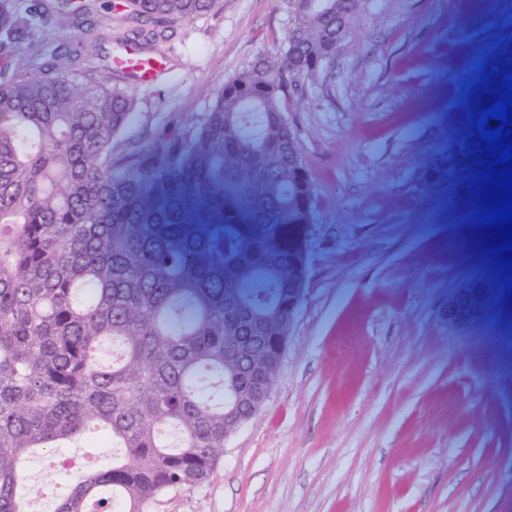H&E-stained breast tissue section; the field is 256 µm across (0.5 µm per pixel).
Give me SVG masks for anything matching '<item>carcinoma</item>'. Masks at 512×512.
Instances as JSON below:
<instances>
[{
	"label": "carcinoma",
	"instance_id": "obj_1",
	"mask_svg": "<svg viewBox=\"0 0 512 512\" xmlns=\"http://www.w3.org/2000/svg\"><path fill=\"white\" fill-rule=\"evenodd\" d=\"M126 2L133 26L116 42L141 47L217 0ZM291 2L287 50L228 79L201 123L117 165L126 92L31 36L118 7L0 0V512H29L33 455L84 435L122 456L53 512H148L208 480L232 416L275 379L263 337L288 335L316 208L288 101L336 56L359 0ZM506 58L512 38L484 72Z\"/></svg>",
	"mask_w": 512,
	"mask_h": 512
}]
</instances>
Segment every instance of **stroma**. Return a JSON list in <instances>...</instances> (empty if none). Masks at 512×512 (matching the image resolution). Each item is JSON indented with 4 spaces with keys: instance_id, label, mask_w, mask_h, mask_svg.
<instances>
[{
    "instance_id": "obj_1",
    "label": "stroma",
    "mask_w": 512,
    "mask_h": 512,
    "mask_svg": "<svg viewBox=\"0 0 512 512\" xmlns=\"http://www.w3.org/2000/svg\"><path fill=\"white\" fill-rule=\"evenodd\" d=\"M290 0H218L172 26L166 73L112 83L133 100L113 143L123 157L199 121L224 82L280 56ZM512 10L470 0H361L351 37L288 106L317 207L302 243L303 304L263 407L226 442L201 487L160 494L150 512H512V294L495 262L473 268L476 184L468 87ZM76 70L104 71L111 42ZM110 446L32 461V495L53 501L48 463L81 477Z\"/></svg>"
}]
</instances>
